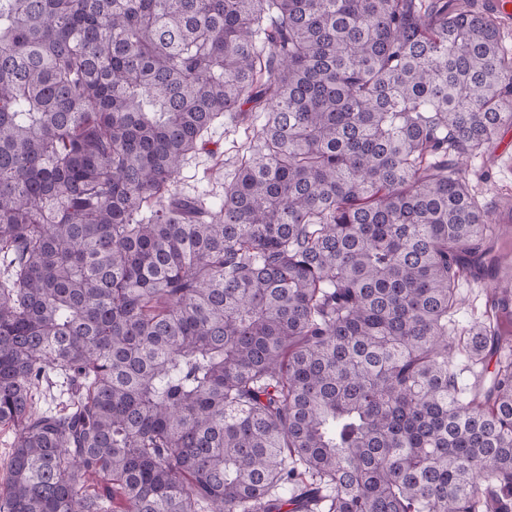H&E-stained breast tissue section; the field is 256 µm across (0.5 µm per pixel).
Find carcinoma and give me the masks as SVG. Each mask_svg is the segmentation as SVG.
<instances>
[{
	"label": "carcinoma",
	"mask_w": 512,
	"mask_h": 512,
	"mask_svg": "<svg viewBox=\"0 0 512 512\" xmlns=\"http://www.w3.org/2000/svg\"><path fill=\"white\" fill-rule=\"evenodd\" d=\"M511 125L467 0H0V512H512V306L448 331ZM246 137L242 124L229 119L215 124L209 131L206 150L188 155L182 164L177 187L186 194L203 193L210 200H218L224 193V183L234 172ZM512 142V128L502 130L496 139H494L489 149L482 156L472 159L466 168V177L472 188L478 192L488 194V196L497 195L499 197V207L495 211L496 219L501 221L505 218V213L509 211V205L512 206V177L506 178L500 172L498 166L492 164V152L500 143L509 139ZM498 222V224H499ZM59 368L49 370V380L43 383L44 398L41 406L59 409L68 399L66 379ZM15 436V428L0 425V492L4 489L7 483V464L10 458L11 449L14 446Z\"/></svg>",
	"instance_id": "cac0c4a2"
}]
</instances>
